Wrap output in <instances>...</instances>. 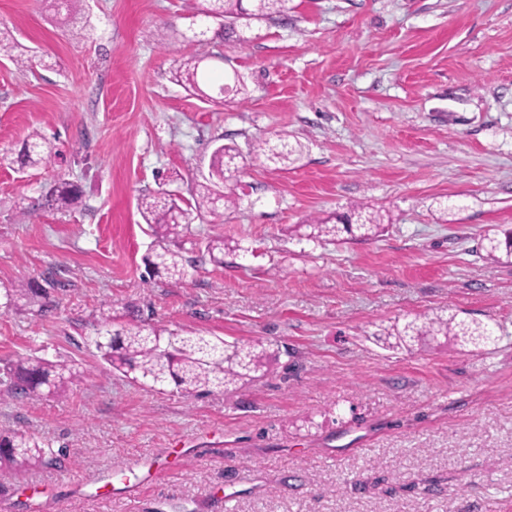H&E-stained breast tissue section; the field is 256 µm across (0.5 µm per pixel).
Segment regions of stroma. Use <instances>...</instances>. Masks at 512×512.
<instances>
[{"instance_id":"1","label":"stroma","mask_w":512,"mask_h":512,"mask_svg":"<svg viewBox=\"0 0 512 512\" xmlns=\"http://www.w3.org/2000/svg\"><path fill=\"white\" fill-rule=\"evenodd\" d=\"M208 27L195 38L184 0L71 16L0 0L29 59L0 57V155L33 130L54 147L0 166V291L48 290L0 304V369L38 356L81 373L60 396L0 383V433L45 448L0 474V504L33 512L38 490L53 512H512V265L482 248L512 228V0H288L239 33ZM193 56L198 95L174 78ZM281 136L294 162L256 153ZM223 143L241 154L234 206L190 224L182 280L149 276L160 243L140 197L190 198ZM61 179L77 208L48 204ZM357 203L385 215L379 236H302ZM216 235L220 264L198 248ZM106 303L279 354L233 391H150L92 345ZM433 313L494 339L383 335ZM137 459L162 468L139 494L86 491Z\"/></svg>"}]
</instances>
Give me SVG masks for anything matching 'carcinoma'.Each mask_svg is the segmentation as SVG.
Listing matches in <instances>:
<instances>
[{
    "label": "carcinoma",
    "instance_id": "cac0c4a2",
    "mask_svg": "<svg viewBox=\"0 0 512 512\" xmlns=\"http://www.w3.org/2000/svg\"><path fill=\"white\" fill-rule=\"evenodd\" d=\"M206 5L194 7V16L240 23L245 27L253 21L272 20L281 15L288 0H204ZM268 158L286 162L298 153V149L282 140L267 147ZM51 155V147L36 131L29 134L18 152L14 163L23 169L34 166ZM238 149L224 144L217 146L211 155L209 178L189 199H180L161 190L143 196L139 207L154 235L161 240H178L184 237L189 224L205 214H216V203L224 200L234 204L231 197H221L224 182L237 172ZM82 194L77 186L61 180L51 190L50 198L60 209L77 205ZM382 216L352 208L340 224H331L315 218L306 225L307 237L318 241H334L345 233L354 238H369L378 233ZM483 249L493 259L512 261V232L500 239L484 238ZM150 273L165 272L169 277L183 278L186 274L181 250L161 248L147 258ZM44 289L30 283L5 289L4 298L10 304L18 297L30 301L43 296ZM101 321L93 340L96 350L109 365L126 378L143 387L164 391L173 386L187 396L215 391H232L244 382L264 371L272 353L260 340L249 343H227L222 338L206 336H182L161 328L144 319L131 318L114 328L117 316L112 306L101 309ZM470 336L477 340H492L487 328H470L456 317H424L423 322L411 320L399 326L393 325L386 336L394 337L396 344L406 345L426 336ZM79 372L65 362H49L40 358H21L11 376L10 392L13 394L36 393L45 387L54 394L74 383ZM44 447L31 436L0 435V470H21L43 460Z\"/></svg>",
    "mask_w": 512,
    "mask_h": 512
}]
</instances>
